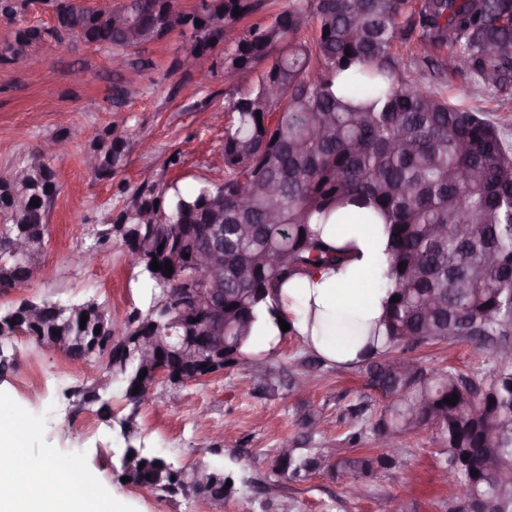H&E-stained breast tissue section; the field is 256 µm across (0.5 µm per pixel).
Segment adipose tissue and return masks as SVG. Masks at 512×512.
Masks as SVG:
<instances>
[{
    "label": "adipose tissue",
    "instance_id": "obj_1",
    "mask_svg": "<svg viewBox=\"0 0 512 512\" xmlns=\"http://www.w3.org/2000/svg\"><path fill=\"white\" fill-rule=\"evenodd\" d=\"M350 237L355 243L345 268L294 276L273 297L279 317L338 366L359 362L364 334L380 317L387 295L388 255L382 232L360 226ZM27 434L24 423L0 420V451L11 460L9 468L0 470V512H115L116 503L102 499L91 479H84L81 497H72V481L57 461L27 454ZM49 485L57 487L55 497L45 496Z\"/></svg>",
    "mask_w": 512,
    "mask_h": 512
}]
</instances>
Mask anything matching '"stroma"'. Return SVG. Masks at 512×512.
I'll return each mask as SVG.
<instances>
[{
	"instance_id": "obj_1",
	"label": "stroma",
	"mask_w": 512,
	"mask_h": 512,
	"mask_svg": "<svg viewBox=\"0 0 512 512\" xmlns=\"http://www.w3.org/2000/svg\"><path fill=\"white\" fill-rule=\"evenodd\" d=\"M182 53L183 38L175 31L131 52L118 69L110 51L79 42H50L28 61L0 65V172L60 130L72 133L66 155L55 163L58 194L47 215L45 267L31 287L0 294L1 308L32 297L63 305L94 299L109 309L116 331L132 310L147 309V285L120 244L101 249L92 264L79 255L92 243L91 229L104 228L122 207L124 188L223 180L224 122L218 113L252 77L226 75L218 48L213 72L199 81L179 68ZM124 81L137 84L138 92L115 101L112 91ZM443 88L451 102L479 108L512 137V99L450 72ZM117 119L125 120L137 146L112 180L99 181L83 158L94 136ZM174 155L175 165L169 162ZM0 353L15 359L0 376V400L33 425L28 453L52 451L74 477L92 476L99 492L123 500L128 512H383L389 500L399 512H446L458 494L441 479L445 456L430 426L397 437L394 464L364 480L358 494H350L347 475L325 469L297 482L277 480L278 448L286 441L332 460L379 453L382 442L371 428L387 403L370 385L365 363L331 365L292 330L271 349L249 347L246 362L185 385L173 400L161 383L152 400L136 407L113 384L108 421L76 395L98 375V364L73 367L24 336L0 340ZM416 355L427 366H450L466 376L488 371L494 362L491 350L468 342L432 343ZM354 407L364 413L357 427L349 416ZM310 414L318 422L312 434L302 424ZM128 420L143 453L187 473L202 467L223 472L229 482L223 506L191 492L170 496L122 482ZM356 429L361 438L349 443Z\"/></svg>"
}]
</instances>
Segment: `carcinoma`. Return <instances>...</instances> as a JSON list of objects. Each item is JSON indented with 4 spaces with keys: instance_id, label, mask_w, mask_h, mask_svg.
Returning <instances> with one entry per match:
<instances>
[{
    "instance_id": "obj_1",
    "label": "carcinoma",
    "mask_w": 512,
    "mask_h": 512,
    "mask_svg": "<svg viewBox=\"0 0 512 512\" xmlns=\"http://www.w3.org/2000/svg\"><path fill=\"white\" fill-rule=\"evenodd\" d=\"M263 6L264 0H208L205 18L184 35L183 52L210 54L222 43L226 74H254L245 90L225 101L224 180L202 179L190 189L176 183L125 187L123 207L109 224L120 237H135L159 265L173 267L183 261L178 241L186 226L224 225V354L243 356L260 315L277 318L274 308H264L274 289L317 265L337 270L351 257V245L323 239L336 211L351 207L349 231L371 223V213L379 215L388 236L389 291L365 359L370 384L390 401L374 437L436 427L447 464L457 465L448 480L460 495L448 502V512H471L475 494L482 512H512V478L502 480L487 467L491 456L512 463V353L497 354L493 367L473 378L412 356L436 342L467 341L481 349L512 339V146L480 112L452 103L442 88L405 85L393 54L398 41L414 36L424 55L449 49L459 77L511 97L512 0H420L416 8L412 0H288L271 20L226 37ZM120 9L130 26L71 5L51 26L20 23L12 40L29 35L37 48L63 41L62 29L111 51L120 63L193 15L177 0H127ZM110 128L88 150L100 179L113 178L129 157L130 143L116 141ZM51 160L36 148L0 174L5 291L29 284L43 267L47 213L58 192ZM34 198L37 207L30 205ZM18 234L38 248L37 264L14 254L11 240ZM164 238L172 248L156 257ZM135 267L150 301L146 311L129 314L123 337L154 338L165 366H188L168 351L176 328L164 309L178 306L192 272L161 277L147 260ZM97 328L102 336L112 332V315L94 300L64 306L23 299L0 310V337L66 341L73 359L103 357ZM140 374L137 366L107 365L80 390L82 400L100 403L107 417L102 394L119 382L126 398L139 403L141 395L132 390L149 381ZM454 394L456 404L443 402ZM384 446L381 453L335 461L293 448L278 476L297 482L325 467L359 481L394 462L395 443ZM128 451L133 456L121 476L150 491L173 487L179 471L171 464L131 445ZM195 481L217 483L218 490L202 491L224 503L223 474L203 471Z\"/></svg>"
}]
</instances>
